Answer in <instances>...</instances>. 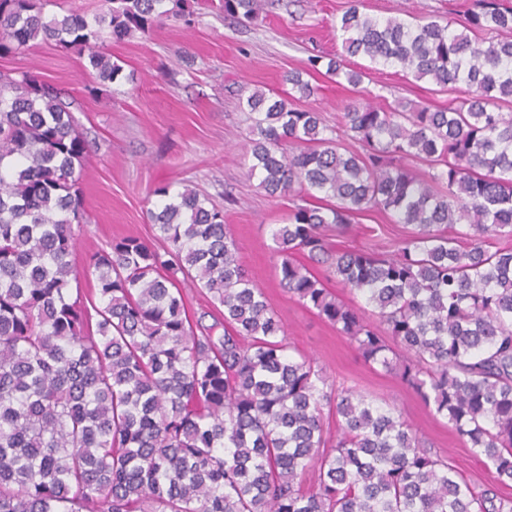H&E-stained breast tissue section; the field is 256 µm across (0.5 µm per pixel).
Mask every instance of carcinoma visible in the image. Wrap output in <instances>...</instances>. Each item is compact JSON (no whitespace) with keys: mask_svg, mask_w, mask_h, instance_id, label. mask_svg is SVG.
<instances>
[{"mask_svg":"<svg viewBox=\"0 0 512 512\" xmlns=\"http://www.w3.org/2000/svg\"><path fill=\"white\" fill-rule=\"evenodd\" d=\"M164 2L102 0L90 21L0 0V55L73 49L112 82L102 30L119 42L164 17L191 24L187 0ZM340 31L348 55L453 97L392 107L369 92L336 127L293 106L318 90L299 72L288 94L241 98L248 175L296 199L272 230L280 285L447 420L491 483L294 357L224 209L189 185L153 190L169 202L148 211L152 240L87 256L99 302L73 288L88 154L75 99L37 71H0V512H512V3L470 0L456 23L354 4ZM321 72L362 83L337 56L312 57L306 74ZM364 212L410 234L391 254L329 241ZM188 284L212 295V323L190 315Z\"/></svg>","mask_w":512,"mask_h":512,"instance_id":"cac0c4a2","label":"carcinoma"}]
</instances>
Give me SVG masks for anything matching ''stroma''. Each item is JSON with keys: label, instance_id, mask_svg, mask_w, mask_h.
I'll use <instances>...</instances> for the list:
<instances>
[{"label": "stroma", "instance_id": "35a3bbf8", "mask_svg": "<svg viewBox=\"0 0 512 512\" xmlns=\"http://www.w3.org/2000/svg\"><path fill=\"white\" fill-rule=\"evenodd\" d=\"M353 1L256 0V16L246 23L197 8L191 25L168 20L150 36L106 42L122 72L115 81L99 83L92 96L84 89L87 56L74 50L39 45L6 54L0 56V71L38 70L82 107L76 118L91 149L81 183L85 216L75 254L81 288H96L84 265L87 253L130 234L151 238L147 211L159 203L153 194L158 184L178 191L184 182H192L223 206L239 260L264 288L291 348L314 357L329 379L395 408L434 452L447 457L470 482L485 484L492 468L471 455L446 420L434 417L394 376L370 370L345 336L281 288L273 267L271 230L283 223L292 199L267 196L257 178L247 175L250 121L239 104L242 93L288 91L286 76L304 71L310 56L343 54L338 21ZM357 1L371 16L407 21L423 15L444 19L467 2ZM346 64L365 69L363 87L387 103L442 105L449 99L434 84L408 80L396 68L371 69L359 56L347 58ZM315 83L319 93L302 106L323 112L328 123H336L344 108L360 99L346 80L321 75ZM405 231L404 225L366 213L348 226L339 242L351 247L379 244L391 251Z\"/></svg>", "mask_w": 512, "mask_h": 512}]
</instances>
